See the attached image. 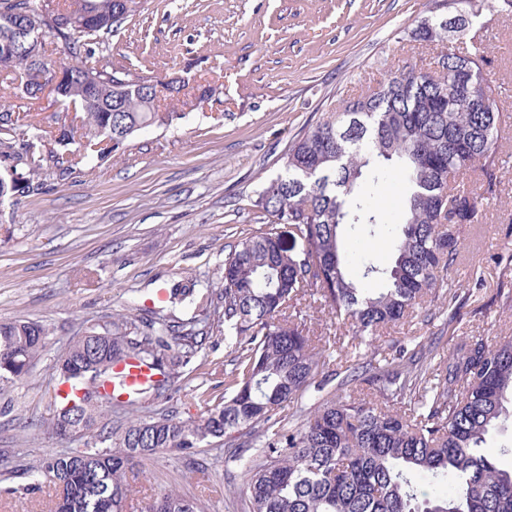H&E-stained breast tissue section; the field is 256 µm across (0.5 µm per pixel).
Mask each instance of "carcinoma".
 Returning a JSON list of instances; mask_svg holds the SVG:
<instances>
[{"instance_id": "1", "label": "carcinoma", "mask_w": 512, "mask_h": 512, "mask_svg": "<svg viewBox=\"0 0 512 512\" xmlns=\"http://www.w3.org/2000/svg\"><path fill=\"white\" fill-rule=\"evenodd\" d=\"M94 17L78 29L65 17L47 24L65 53L89 79L62 88L55 101L95 102L62 124L28 136L32 123L0 111V201L35 193L39 176L60 175L117 152L134 126H169L176 112L159 111L150 78L99 65L103 38L132 17L136 0H83ZM38 0H0V81L34 66L28 54L5 55L8 17L38 9ZM446 15L422 18L413 40L442 51L434 68L408 65L294 139L283 170L254 201L273 224H288L306 247L292 253L274 229L250 232L224 259L219 281L189 278L170 291L188 302L186 322L146 321L117 313L103 324L84 322L53 370L57 383L84 389L81 397L54 391L47 429L75 437L81 448L43 455L26 471V490L46 491L48 512H127L136 464L158 454H190L246 429L250 442L227 449L241 463L247 512H512V469L486 451L488 435L512 425V336H473L432 365L424 346L399 341L362 362L379 332L416 312L456 315L463 297L451 274L459 263L457 226L474 221L482 199L496 194L504 169L498 144L504 114L484 74L485 45L469 35L480 16L471 0H443ZM126 90L115 96L112 74ZM78 143L83 150H69ZM397 182L403 207L385 215L373 195ZM392 242L386 261L368 258L358 280L346 271L345 235ZM448 283V294L438 293ZM316 304L349 339L315 335L300 319ZM235 337L233 368L224 371L226 395L204 390L200 417H133L143 402L179 382L197 358L204 333ZM50 328L33 320L0 322V391L24 381L45 350ZM334 359L336 368L322 361ZM136 358L161 373L156 384L125 403L102 399L100 378L112 365ZM313 398L297 422L282 409ZM132 414L122 430L106 419ZM425 473L446 488L432 496L414 477ZM143 512H205L202 499L166 491Z\"/></svg>"}]
</instances>
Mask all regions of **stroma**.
I'll return each instance as SVG.
<instances>
[{
	"instance_id": "35a3bbf8",
	"label": "stroma",
	"mask_w": 512,
	"mask_h": 512,
	"mask_svg": "<svg viewBox=\"0 0 512 512\" xmlns=\"http://www.w3.org/2000/svg\"><path fill=\"white\" fill-rule=\"evenodd\" d=\"M433 0H140L131 20L99 54L144 76L179 78L178 97L161 96L170 127L136 133L124 153L66 177L47 170L41 193L0 204V321L34 320L52 335L31 376L0 396V452L11 458L16 492L0 512H40L42 494L26 491L31 460L72 439L49 434L47 402L53 364L85 320L102 322L132 308L142 316L188 318L171 288L191 277L216 280L242 234L264 225L252 206L282 168L291 141L322 120L339 99L383 78L388 68L436 62L438 46L410 41L415 20ZM488 46L486 71L503 85L508 115L499 131L506 162L493 199L476 222L462 225L454 272L466 303L455 319L382 331L378 343H434L438 353L467 336H512V310L497 302L512 270V13L501 0H481ZM211 87L200 98L201 87ZM233 338L207 339L204 371H187L179 386L138 415L187 420L201 415L195 387L223 384ZM208 473L189 458L160 454L144 462L140 498L176 488L203 497L208 512H244L243 482L223 449H207Z\"/></svg>"
}]
</instances>
